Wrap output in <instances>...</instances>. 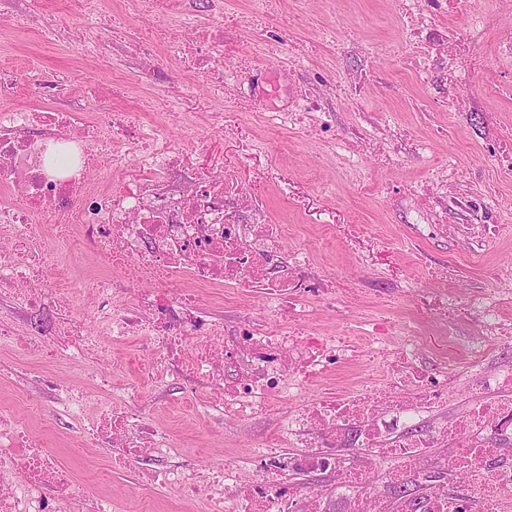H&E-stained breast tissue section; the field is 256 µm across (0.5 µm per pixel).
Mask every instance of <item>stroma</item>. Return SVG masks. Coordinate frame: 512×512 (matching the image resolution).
Returning <instances> with one entry per match:
<instances>
[{
	"mask_svg": "<svg viewBox=\"0 0 512 512\" xmlns=\"http://www.w3.org/2000/svg\"><path fill=\"white\" fill-rule=\"evenodd\" d=\"M276 18L291 20L295 37L310 46L305 73L330 75L341 68L366 73L368 90L352 106L339 108L337 132L347 130L359 117L368 126L383 121L403 123L428 138L422 155L388 170L363 163L365 176L375 188L370 192L358 190L342 176L335 162L326 160L322 138L283 133L281 151L275 154L260 148L253 125L243 124L232 136L212 129L209 115L218 106L208 89L201 85L193 96H184L182 88L188 75L161 49L154 58L156 78L150 84L138 82L140 61L130 53L116 52L94 62L96 113L134 110L140 98H160L166 100V107L146 112L145 121L171 130L182 114H191L205 145L204 150L193 154L197 166L234 170L251 188L260 187L259 177L268 166H277L280 182L268 193L275 215L290 218L289 244L311 248L317 267L326 276L340 279L347 289L345 300L314 310L304 325L307 332L360 336L375 315L388 317L392 326H401L408 318L404 286L427 281L430 270L448 265L454 269L451 288L467 293L484 287L486 266L498 261V285L512 289V177H501L485 160L501 139L502 126L512 124V98L496 101L490 112H437L432 108L430 90L413 86L396 56L377 53L364 59L344 53L343 44L350 37L373 43L393 37L392 0H280ZM81 63L69 40H48L45 28L19 32L7 24L0 26V69H10L15 75L13 102L17 106H82L83 88L79 85L61 98L41 93L45 81L66 79ZM441 161L459 170L464 190L493 188L504 227L500 246H467L452 237L422 236L412 214L391 206V197L403 185L422 177L429 164ZM347 227L362 230L359 244L346 242L343 230ZM200 308L234 328L276 321L260 294L237 297L206 288ZM72 314L90 332L99 333L107 351L92 368L63 360L46 364L43 350L50 337L44 325L0 294V317L11 319L20 334L33 340L26 351L0 345V406L20 405L23 393L34 389L36 375L44 369L58 382L76 389L84 387L88 378H97L116 394L139 380L140 366L154 355L150 337L116 340L100 333L98 312L91 303L75 305ZM205 390V385L177 373L151 387L142 411L169 432L172 451L145 457L122 469H111L109 454L77 441V422L58 414L45 391L39 394L43 434L48 447L75 471L90 494L111 496L127 512H202L199 503L182 499L176 488L142 485V473L175 465L190 472L208 470L228 460L253 468L254 442L273 436L288 414L287 404H278L243 430L225 423L223 415L209 405Z\"/></svg>",
	"mask_w": 512,
	"mask_h": 512,
	"instance_id": "stroma-1",
	"label": "stroma"
}]
</instances>
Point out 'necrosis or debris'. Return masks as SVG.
<instances>
[{"mask_svg": "<svg viewBox=\"0 0 512 512\" xmlns=\"http://www.w3.org/2000/svg\"><path fill=\"white\" fill-rule=\"evenodd\" d=\"M269 3L251 0L248 9L228 12L223 0H206L208 11L223 15L224 23L191 42L150 29L138 42L141 80L152 78L151 48L162 45L223 101V111L210 115L219 131L239 128L240 99L251 102L264 132L290 127L315 136L333 130V99L346 86L362 93L361 76L342 73L331 82L318 73L300 83L301 56L294 52L279 57L268 85L253 82L261 53L288 39L287 31L268 28ZM471 3L400 0L398 39L381 45L402 55L414 82L435 90L438 109L451 105L448 92L467 73L497 96V67L512 66V25L502 19L512 0H492L490 8L475 12ZM100 12L101 0H80L73 42L91 59L113 50L94 26ZM487 35L491 50L483 54L477 47ZM11 95L10 80L0 76V189L11 196L0 205V224L11 230L9 251H0V291L31 314L62 311L48 357L81 363L102 357L97 337L66 311L88 288L99 299H112V278L121 275L147 287L133 295L130 308L105 310L103 320L113 336H150L158 359L144 367V379L162 381L175 354L194 379L209 385L227 423L263 416L283 398L295 405L277 434L260 441L251 472L233 463L203 474L171 469L164 483L181 487L203 512H330L335 497L345 502V512H512V464L506 461L512 454V367L486 361L498 341L512 336V318L504 315L512 293L499 288L496 269L488 270L486 288L471 293L445 285L408 288L411 313L393 354L394 370L345 395L326 391L306 398L307 387L336 364L350 362L358 346L382 350L391 332L388 321L374 323L359 342L305 335L306 318L334 300L338 286L316 273L304 249L289 246L285 225L263 196L233 174L190 162L185 148L197 142L191 127L175 140L144 125L135 112L90 119L73 110L6 106ZM422 147L410 128L384 125L373 134L342 138L331 156L354 183L360 175L355 155L388 168ZM131 159L139 166L135 177L127 173ZM103 169L120 176V183L104 186L96 177ZM458 182L454 166L436 163L395 202L427 234L452 228L462 239L491 243L500 234L495 206L487 195L453 192ZM452 211L466 215L453 227ZM85 246L98 255V275L65 287L50 278V270L62 268L70 252ZM202 288H229L242 296L262 289L270 311L285 321L232 331L222 320L197 313ZM459 324L470 329L462 357L437 353L435 371H425L423 328L444 334ZM42 384L65 413L86 420L88 446L108 445L122 462L147 450L166 452V435L141 412V389L104 401L97 385L84 392L49 378ZM462 390L467 402L461 413L440 420ZM93 401L100 408L86 416ZM307 473H330L335 481L312 488L298 481ZM407 483L414 491L388 495V488ZM118 508L112 499L89 496L18 411L0 407V512Z\"/></svg>", "mask_w": 512, "mask_h": 512, "instance_id": "obj_1", "label": "necrosis or debris"}]
</instances>
